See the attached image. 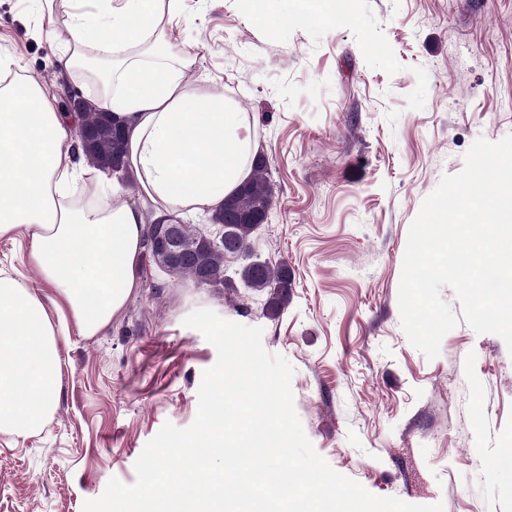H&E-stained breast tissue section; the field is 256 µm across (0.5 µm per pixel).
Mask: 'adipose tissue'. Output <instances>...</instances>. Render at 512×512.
Listing matches in <instances>:
<instances>
[{"mask_svg": "<svg viewBox=\"0 0 512 512\" xmlns=\"http://www.w3.org/2000/svg\"><path fill=\"white\" fill-rule=\"evenodd\" d=\"M42 33L60 39L66 72L100 65L95 104L127 134L140 204L79 201L78 184L109 194L112 180L75 153L72 122L31 77L0 85V237L26 230L29 262L68 306L79 332L111 325L139 283L144 210L169 224L214 211L250 174L248 118L185 73L167 25L180 0H32ZM65 13L57 26V13ZM58 330L43 300L0 271V432L25 437L55 412Z\"/></svg>", "mask_w": 512, "mask_h": 512, "instance_id": "ef3b65f1", "label": "adipose tissue"}]
</instances>
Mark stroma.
<instances>
[{
	"label": "stroma",
	"instance_id": "1",
	"mask_svg": "<svg viewBox=\"0 0 512 512\" xmlns=\"http://www.w3.org/2000/svg\"><path fill=\"white\" fill-rule=\"evenodd\" d=\"M27 0H0V51L49 94L92 97L62 78L63 47ZM195 63L186 79L248 115L267 160V224L251 250L288 265L278 316L232 283L200 288L146 260L111 325L81 335L28 262L0 238V270L38 294L61 332L58 407L36 434L0 432V512H82L164 424L197 416L217 351L184 318L209 308L264 330L294 368V407L315 450L379 497L444 512H512V353L459 323L435 359L407 340L398 288L423 200L460 173L477 138L512 134V0H349L335 25L263 24L248 0H181L169 25Z\"/></svg>",
	"mask_w": 512,
	"mask_h": 512
}]
</instances>
